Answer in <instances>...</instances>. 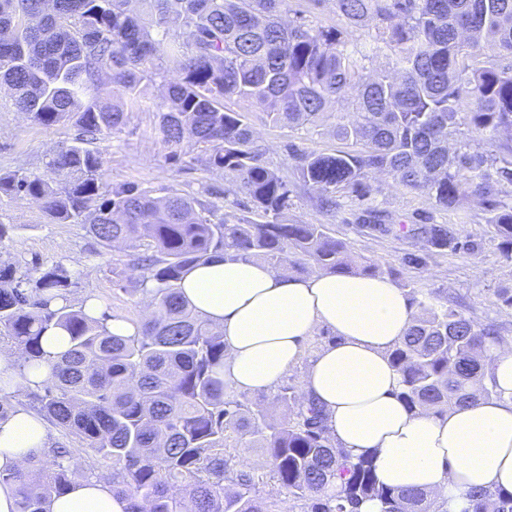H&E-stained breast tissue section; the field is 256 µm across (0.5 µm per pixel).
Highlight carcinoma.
<instances>
[{
  "label": "carcinoma",
  "mask_w": 512,
  "mask_h": 512,
  "mask_svg": "<svg viewBox=\"0 0 512 512\" xmlns=\"http://www.w3.org/2000/svg\"><path fill=\"white\" fill-rule=\"evenodd\" d=\"M350 32L368 37L349 48L344 32L288 21V0H0V85L34 123L76 128L50 157L52 183L16 170L0 176V194L29 197L52 224H80L106 248L130 249L112 264V280L133 296H150L153 313L132 336L108 330L110 315L89 317L71 304L76 271L62 262L24 268L0 261V343L27 363L44 359L52 328L69 335L53 364L41 409L82 448L112 461L113 492L128 512H272L252 472L230 469L231 444L260 449L270 479L301 512H360L376 499L381 512H443L424 491L379 483L373 459L348 461L328 435L325 415L294 388L282 387V416L226 390L224 334L182 297L193 267L221 255L263 261L283 274L312 267L327 274L388 276L396 269L356 255L324 224L288 220L297 185L321 212L357 203L355 223L393 230L377 204L372 174L385 172L439 207L477 203L495 227L501 258L512 263V0H331ZM376 22L375 33L365 21ZM389 50L392 67L367 66ZM170 73L178 78L166 80ZM162 79L155 103L170 162L187 138L205 167L242 191L239 213L180 193L157 196L135 182L103 188L94 143L123 131L129 107ZM349 100L353 118L337 117L346 149L300 152L288 145L293 176L271 166L256 144L246 111L291 130L311 131ZM233 100L240 109L226 107ZM399 229L422 249L402 264L428 266L445 249L475 254L482 242L460 240L428 212ZM140 271L132 278L130 273ZM415 311L389 358L401 376L398 397L413 412L442 415L448 405L496 398L487 346L500 343L440 294L410 287ZM72 451L51 448L26 467L0 472L17 512H46L77 474ZM231 480V486L225 481ZM466 512H512V491L468 492Z\"/></svg>",
  "instance_id": "cac0c4a2"
}]
</instances>
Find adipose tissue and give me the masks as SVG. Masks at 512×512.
<instances>
[{"instance_id": "adipose-tissue-1", "label": "adipose tissue", "mask_w": 512, "mask_h": 512, "mask_svg": "<svg viewBox=\"0 0 512 512\" xmlns=\"http://www.w3.org/2000/svg\"><path fill=\"white\" fill-rule=\"evenodd\" d=\"M182 295L224 332V379L242 392L274 389L304 364L303 394L325 415L327 431L350 461L373 454L380 483L435 494L444 512H467L468 491H512V347L489 345L498 397L443 416L414 413L398 398L401 377L388 352L414 310L389 279L313 272L290 276L261 261L218 257L190 270ZM335 339L312 357L304 344L317 329ZM69 346L64 330L41 341L45 361L15 370L0 353V391L18 394L49 378L48 360ZM49 448L48 429L24 406L0 420V471ZM110 482L89 475L53 497L48 512H127Z\"/></svg>"}]
</instances>
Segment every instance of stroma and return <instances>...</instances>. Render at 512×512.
<instances>
[{"mask_svg": "<svg viewBox=\"0 0 512 512\" xmlns=\"http://www.w3.org/2000/svg\"><path fill=\"white\" fill-rule=\"evenodd\" d=\"M161 93L160 83L149 84L148 103L133 109L128 127L99 141L106 180L113 184L135 182L153 189L159 196L173 191L192 196L208 194L223 205L225 211H238L239 196L226 194L228 181L222 174L205 169L199 159L200 149L193 140H184L181 164L174 166L166 161L167 150L161 142L153 108ZM249 120L258 144L266 150L268 161L285 171L292 168L285 149L288 143H295L304 151L331 152L341 146L323 127L311 132L273 127L258 111L250 113ZM74 134L71 125L45 128L12 111L7 93L0 90V174L24 168L43 178H51L52 173L46 166L50 154L69 143ZM372 185L377 190V203L389 213L394 224L388 234L363 231L355 224L347 207L328 214L319 212L313 207L308 190L301 187L295 190L289 215L305 223L327 225L355 254L394 266H399L405 254L420 247L416 238L398 229L399 224L409 223L417 212H429L436 223L449 225L460 236L483 239L481 254L447 251L436 256L427 268H401L400 278L411 286L447 295L449 305L462 310L475 322L497 323L503 343L512 345V309L502 308L497 296L498 289L512 286V264L502 261L498 240L491 226L484 223L478 204L471 202L457 210L441 209L427 195L397 186L388 175L373 178ZM0 222L11 227L9 236L0 239V255L30 267L43 268L63 262L79 274L80 286L74 294L76 302L95 296L110 315L135 323L149 315L147 298L131 297L114 288L112 262L120 258V251L99 250L80 225L49 223L37 203L9 195L0 196ZM48 432L52 445L72 448L71 464L79 477L94 473L111 479L113 463L89 452L75 451L74 439L57 426H49Z\"/></svg>", "mask_w": 512, "mask_h": 512, "instance_id": "obj_1", "label": "stroma"}]
</instances>
